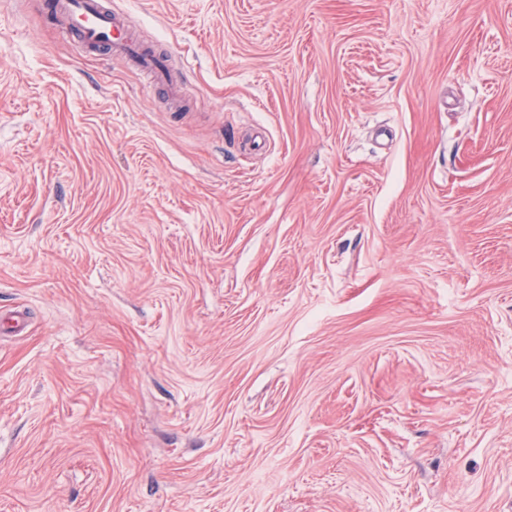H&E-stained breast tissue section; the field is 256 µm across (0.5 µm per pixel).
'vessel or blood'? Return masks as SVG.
Returning <instances> with one entry per match:
<instances>
[{
    "mask_svg": "<svg viewBox=\"0 0 512 512\" xmlns=\"http://www.w3.org/2000/svg\"><path fill=\"white\" fill-rule=\"evenodd\" d=\"M50 14L65 15L70 28L89 46L107 49L112 55L132 60L149 74H160L162 60L143 51L132 32L121 30L101 0H49Z\"/></svg>",
    "mask_w": 512,
    "mask_h": 512,
    "instance_id": "1",
    "label": "vessel or blood"
}]
</instances>
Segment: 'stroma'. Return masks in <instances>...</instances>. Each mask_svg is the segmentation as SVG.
<instances>
[{"mask_svg":"<svg viewBox=\"0 0 512 512\" xmlns=\"http://www.w3.org/2000/svg\"><path fill=\"white\" fill-rule=\"evenodd\" d=\"M0 0V512H512V0H111L182 109Z\"/></svg>","mask_w":512,"mask_h":512,"instance_id":"obj_1","label":"stroma"}]
</instances>
